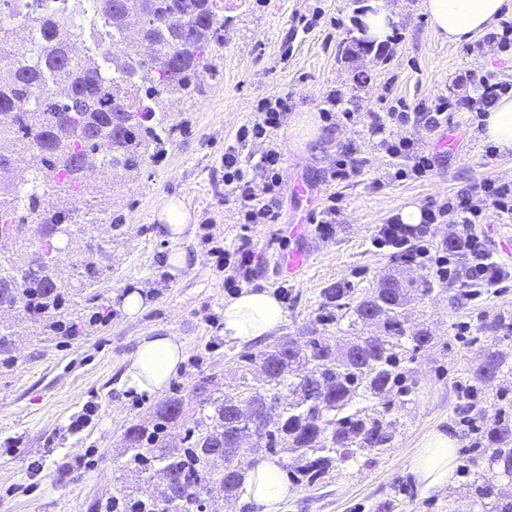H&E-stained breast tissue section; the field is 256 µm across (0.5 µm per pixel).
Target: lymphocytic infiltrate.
Instances as JSON below:
<instances>
[{
	"mask_svg": "<svg viewBox=\"0 0 512 512\" xmlns=\"http://www.w3.org/2000/svg\"><path fill=\"white\" fill-rule=\"evenodd\" d=\"M459 106L458 99L439 96L432 109L418 115L400 110L387 117H373L368 125L371 134L380 138L385 152L403 159L405 166L400 177L422 179L432 171L434 162L410 135L404 134L410 118H418L425 128L440 127L451 112ZM259 116L251 125L241 127L235 144L224 151V194L233 198L243 216L242 231L236 248L224 256L227 287H238L248 282L257 263L252 231L257 224H274L279 220L282 186L281 154L268 149L255 165L244 164L241 151L249 140L260 139L278 130L288 110V100L275 96L261 100L257 105ZM260 169L265 178L263 195H256L251 187V169ZM512 216V182L484 178L472 191L429 204L422 210V220L417 224H404L392 219L377 225L372 244L380 250H388L391 258L425 271L445 284H460L470 288L473 295L482 289L496 286L512 277V271L495 261L486 249L482 236L475 230L484 210ZM452 224L453 230L447 245L435 248L431 245L432 228L442 223Z\"/></svg>",
	"mask_w": 512,
	"mask_h": 512,
	"instance_id": "1",
	"label": "lymphocytic infiltrate"
}]
</instances>
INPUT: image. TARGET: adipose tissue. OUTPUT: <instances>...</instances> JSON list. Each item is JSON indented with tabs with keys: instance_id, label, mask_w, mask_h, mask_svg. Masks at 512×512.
Listing matches in <instances>:
<instances>
[{
	"instance_id": "1",
	"label": "adipose tissue",
	"mask_w": 512,
	"mask_h": 512,
	"mask_svg": "<svg viewBox=\"0 0 512 512\" xmlns=\"http://www.w3.org/2000/svg\"><path fill=\"white\" fill-rule=\"evenodd\" d=\"M425 8L441 38L461 45L489 31L504 11L512 9V0H425ZM156 220L158 234L174 244L164 258L166 270L173 277H183L197 264L192 253L180 246L191 229L193 216L182 199L173 195L161 203ZM223 319L225 339L249 345L271 335L282 324L284 309L271 290L245 288L225 300ZM183 362L184 347L177 336H142L125 360L122 382L134 392L159 396ZM458 447V439L436 432L412 455L410 469L422 493L442 490L452 483ZM287 494L278 458L258 456L244 467L238 496L254 512H280Z\"/></svg>"
}]
</instances>
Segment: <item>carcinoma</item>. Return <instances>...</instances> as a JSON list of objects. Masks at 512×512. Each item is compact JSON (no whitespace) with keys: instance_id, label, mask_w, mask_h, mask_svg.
I'll return each instance as SVG.
<instances>
[{"instance_id":"obj_1","label":"carcinoma","mask_w":512,"mask_h":512,"mask_svg":"<svg viewBox=\"0 0 512 512\" xmlns=\"http://www.w3.org/2000/svg\"><path fill=\"white\" fill-rule=\"evenodd\" d=\"M83 2L73 0L69 12L51 14L0 0V11L14 9L21 16L15 24L0 26V50L15 64L0 73V175L9 174L11 156L21 150L36 159L31 181L55 190L76 188L83 175L101 165L133 170L142 150L160 144L165 129L155 116L165 111V97L189 90L224 27L210 0H97L119 35L97 46L110 63L105 70L95 55L72 54V19ZM134 16L142 18L139 41L155 49L149 63L136 58V46L128 41L127 19ZM28 217L38 221L36 253L21 256L9 247L12 238L0 235V309L25 302L24 314L52 331L60 327L56 318L68 295L46 258L48 250H56L62 216L42 206L35 191L0 200V226ZM81 260L80 279L89 287L99 269L89 256ZM413 291L429 295L430 281L412 289L391 278L355 302L348 301V288L326 289L325 305L336 308V317L324 322L336 323L337 335L319 336L310 329L296 351L281 339L257 358L244 355L266 370L261 388L245 375L227 390L199 386L182 448L161 442L169 425L185 416L181 398L156 406L152 426L131 424L124 448L144 489L137 499L117 489L123 512H203L214 493L236 498L240 471L216 473L209 460L229 447L227 436L237 428L240 409L264 399L282 420L267 431L263 447L289 460L286 469L298 485L311 486L342 462L391 447L397 413L419 399L410 364L434 339L427 330L405 327L404 310ZM483 332L489 344L484 359L460 369L482 393L500 376L512 375V354L498 349L512 334V322L495 318ZM482 441L476 461L460 470L470 490L469 512H512V415L505 413L484 429ZM156 465L173 475L171 486L160 491L152 488L149 475Z\"/></svg>"}]
</instances>
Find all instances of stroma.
<instances>
[{"mask_svg": "<svg viewBox=\"0 0 512 512\" xmlns=\"http://www.w3.org/2000/svg\"><path fill=\"white\" fill-rule=\"evenodd\" d=\"M370 2L214 0L224 22L222 39L211 45L209 66L191 90L167 101L163 118L171 134L163 151L151 152L137 170L98 169L76 190L47 192L46 203L66 212L79 245L105 272L65 300L62 320L76 325V335L46 334L40 323L0 311V333L10 341L7 358H0V512H97L111 497L127 473L126 428L148 420L160 402L121 384L138 336L163 330L184 341V362L166 394L185 399L188 408L196 406L193 388L201 377L215 374L233 384L244 374L239 347L222 331L231 292L214 250L233 249L241 232L238 207L224 198V149L235 143L241 126L254 122L260 100L287 96L290 117L319 113L336 89L359 115L352 121L333 111L318 149L306 154L292 147L290 117L271 137L246 148L257 156L273 147L282 157L280 224L276 234L257 232L260 263L249 281L281 298L280 337L318 324L325 289L346 285L363 293L388 274L421 280V270L372 246L376 225L407 206L466 192L488 176L512 181V151L486 161L489 141L477 116L479 94L471 87L466 104L447 123L461 134L460 144L439 148L438 130L409 123L408 132L432 155L434 167L422 180L396 178L402 162L368 131L372 116H385L400 101L413 109L455 92V77L467 71L512 86V48H499L483 34L459 46L443 43L424 0H386L402 39L369 49L359 40V27ZM344 146L354 150L361 173L342 182L332 171ZM171 195L196 214L188 249L198 265L181 279L161 264L172 244L157 235L153 221L157 205ZM331 201L333 236L324 240L310 230L305 239L291 237L306 213ZM475 230L501 263L512 265V218L488 212ZM298 246L310 261L302 276L285 279L281 259ZM431 286L407 318L411 329L431 330L436 344L417 356L419 402L401 411L393 448L338 464L318 485H289L282 512H448L449 503L464 502L458 476L444 490L420 494L410 458L437 431L458 439V463L476 457L478 435L454 412L465 384L460 369L484 355L474 330L496 316L512 319V278L476 299L436 280ZM130 290L144 294V308L134 317L121 304ZM88 403L97 407L90 424L69 430Z\"/></svg>", "mask_w": 512, "mask_h": 512, "instance_id": "stroma-1", "label": "stroma"}]
</instances>
